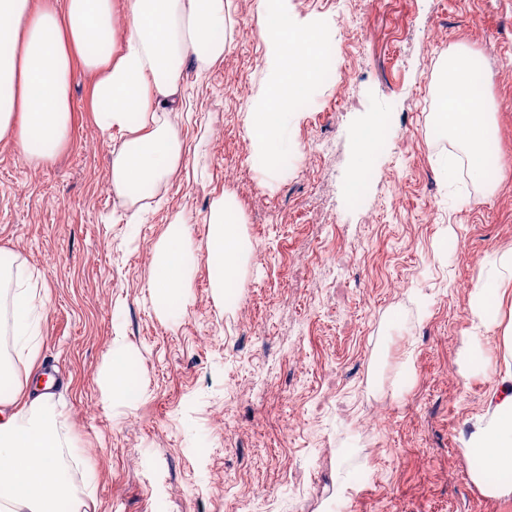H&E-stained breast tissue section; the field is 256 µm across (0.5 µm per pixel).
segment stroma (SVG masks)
<instances>
[{
    "mask_svg": "<svg viewBox=\"0 0 512 512\" xmlns=\"http://www.w3.org/2000/svg\"><path fill=\"white\" fill-rule=\"evenodd\" d=\"M301 25H332L346 83H311L288 124L276 175L256 164L243 116L266 47L256 0H235L223 64L186 72L192 113L170 121L186 167L157 184L138 223L110 181L111 144L89 112L91 76L72 73L67 147L33 167L0 142V251L38 273L47 295L37 366L94 472L88 512H512L484 495L462 439L485 413L505 350L481 341L470 366V300L512 251V0H288ZM343 19L335 28L334 19ZM483 54L498 128L493 190L432 123L433 77L449 51ZM385 124L361 193L352 178L360 130ZM247 171L225 181L224 166ZM232 197L250 255L233 298L217 297L204 258L205 217ZM182 213L195 258L182 313L161 315L148 290L154 247ZM140 368L142 397L98 381L116 347ZM373 409L386 418L361 435Z\"/></svg>",
    "mask_w": 512,
    "mask_h": 512,
    "instance_id": "35a3bbf8",
    "label": "stroma"
}]
</instances>
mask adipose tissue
<instances>
[{"label":"adipose tissue","instance_id":"ef3b65f1","mask_svg":"<svg viewBox=\"0 0 512 512\" xmlns=\"http://www.w3.org/2000/svg\"><path fill=\"white\" fill-rule=\"evenodd\" d=\"M286 0H257V25L267 44L263 99L246 114V134L267 174H275L288 151V117L309 79L322 67L323 42L289 17ZM232 0H0V141H14L31 166L49 163L68 143L74 112V64L94 78L92 107L101 135L112 144L115 193L179 173L184 143L168 120L187 106L186 67L204 73L223 63L233 42ZM482 79L460 52L448 56L438 86L440 134L465 152L468 174L486 181L488 146L496 138L489 112L481 108ZM205 259L211 286L229 293L240 282L246 256L241 219L228 196L214 199ZM192 249L182 214L173 215L155 246L148 288L161 312L179 317ZM14 260H0V334L15 349L35 353L41 335L42 294L33 275H14ZM512 255L490 270L471 299L476 328L500 330L512 354V322L500 324ZM118 398L143 394L133 358L115 352L100 374ZM65 424L52 394L23 396L0 355V512H80L83 501L69 466ZM464 447L471 477L493 498L512 496V366H506L486 412L477 417Z\"/></svg>","mask_w":512,"mask_h":512}]
</instances>
